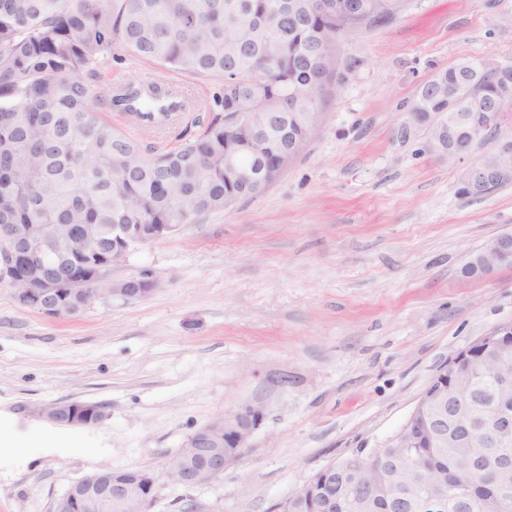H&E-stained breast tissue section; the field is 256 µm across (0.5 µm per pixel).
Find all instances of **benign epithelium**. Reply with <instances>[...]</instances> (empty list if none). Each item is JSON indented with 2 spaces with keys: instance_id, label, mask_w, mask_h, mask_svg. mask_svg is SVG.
<instances>
[{
  "instance_id": "1",
  "label": "benign epithelium",
  "mask_w": 512,
  "mask_h": 512,
  "mask_svg": "<svg viewBox=\"0 0 512 512\" xmlns=\"http://www.w3.org/2000/svg\"><path fill=\"white\" fill-rule=\"evenodd\" d=\"M507 175L504 168L481 163L465 172L473 187H486ZM59 224H0V281L9 282L15 299L24 307L54 318H73L104 297L142 300L157 291L158 281L150 269L115 281L109 277L112 267L136 247L163 239L177 232L179 224H114L112 245L104 248L103 261L84 277L66 269L73 249L87 242L74 236L71 227L60 231ZM512 259V238L499 236L482 250L480 263L485 268ZM511 324H503L476 337L461 351L443 362L438 371L448 368L458 373L470 369L478 348L490 336H505ZM440 398L425 391L407 421L388 443H405L411 448L418 440L414 426L428 418L430 408ZM26 411L59 426L91 427L108 418L106 406L99 402L57 400L28 407ZM264 418L259 407H246L220 416L191 434L166 470L168 484L195 488L210 484L224 475V467L233 458L224 454L230 443L243 452ZM488 429L496 439L512 437V414L502 410L490 418ZM157 480L147 470L103 469L73 481L53 505L52 512H153L158 499Z\"/></svg>"
}]
</instances>
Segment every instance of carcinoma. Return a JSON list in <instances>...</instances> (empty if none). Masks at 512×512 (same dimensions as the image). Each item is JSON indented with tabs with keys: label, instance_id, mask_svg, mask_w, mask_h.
I'll return each mask as SVG.
<instances>
[{
	"label": "carcinoma",
	"instance_id": "1",
	"mask_svg": "<svg viewBox=\"0 0 512 512\" xmlns=\"http://www.w3.org/2000/svg\"><path fill=\"white\" fill-rule=\"evenodd\" d=\"M0 0V224H75L106 243L114 224H196L240 199L224 165V133L247 127L269 158L280 156L288 125L302 137L337 75L344 38L395 18L404 0H363L348 12L342 0ZM168 72L216 80L217 114L204 131L159 152L103 117L116 109L143 118L171 95L157 84L100 79L97 65L114 47ZM456 89L512 112V64L502 70L462 59L422 83L408 109L431 148L466 150L481 135L498 134L500 113L476 112L466 128L452 123L463 103ZM277 113L274 122L268 113ZM435 116L447 123L433 127ZM481 191L461 180L459 194ZM512 379V357L480 358L453 390L469 397L470 447L422 440L414 448H382L368 467L357 453L333 473H317L316 493L286 501L280 512H352L346 491L390 481L369 512H478L473 485L512 497V440H486L485 418L497 406L500 381Z\"/></svg>",
	"mask_w": 512,
	"mask_h": 512
}]
</instances>
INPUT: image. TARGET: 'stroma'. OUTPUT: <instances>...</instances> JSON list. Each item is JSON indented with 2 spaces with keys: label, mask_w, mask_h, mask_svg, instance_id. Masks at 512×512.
Instances as JSON below:
<instances>
[{
  "label": "stroma",
  "mask_w": 512,
  "mask_h": 512,
  "mask_svg": "<svg viewBox=\"0 0 512 512\" xmlns=\"http://www.w3.org/2000/svg\"><path fill=\"white\" fill-rule=\"evenodd\" d=\"M464 58L512 62V0H406L392 20L343 40L337 94L298 156L261 195L132 249L120 280L151 269L143 300L108 297L53 319L0 282V512H51L68 485L105 468L144 469L153 512H272L316 472L381 448L438 367L512 322V266L465 276L468 255L512 234V184L458 193L489 145L433 151L407 109L421 83ZM112 83L159 74L119 49ZM109 112L141 143L170 150L199 135ZM58 399L106 403L110 416L67 428L27 414ZM249 406L264 421L219 480L166 482L196 430Z\"/></svg>",
  "instance_id": "obj_1"
}]
</instances>
